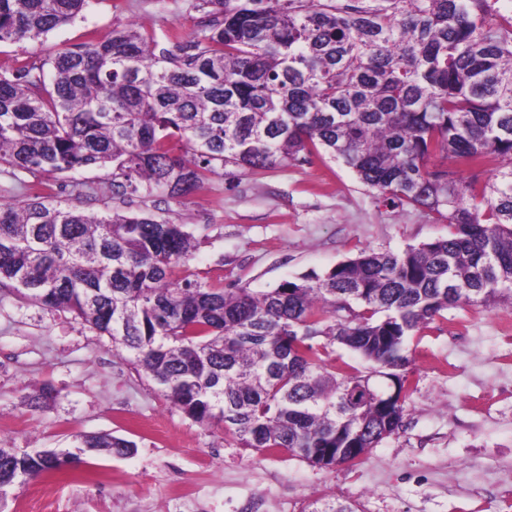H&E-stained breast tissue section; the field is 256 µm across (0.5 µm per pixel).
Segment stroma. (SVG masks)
Returning <instances> with one entry per match:
<instances>
[{
  "mask_svg": "<svg viewBox=\"0 0 512 512\" xmlns=\"http://www.w3.org/2000/svg\"><path fill=\"white\" fill-rule=\"evenodd\" d=\"M191 0H92L44 43L0 44V67L41 46L106 37L136 20L159 33L195 30ZM164 215L197 243L188 272L210 284L266 290L321 274L363 250L399 252L447 236L425 209L379 203L340 163L212 179ZM413 390L402 428L362 462L332 469L263 454L222 426L186 418L108 338L15 296L0 300V447L69 449L78 433L133 440L127 458L92 457L104 483L12 488L7 512H307L332 497L356 512H512V304L449 309L410 340ZM49 385L43 411L29 395Z\"/></svg>",
  "mask_w": 512,
  "mask_h": 512,
  "instance_id": "stroma-1",
  "label": "stroma"
}]
</instances>
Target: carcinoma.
Returning a JSON list of instances; mask_svg holds the SVG:
<instances>
[{
	"instance_id": "obj_1",
	"label": "carcinoma",
	"mask_w": 512,
	"mask_h": 512,
	"mask_svg": "<svg viewBox=\"0 0 512 512\" xmlns=\"http://www.w3.org/2000/svg\"><path fill=\"white\" fill-rule=\"evenodd\" d=\"M90 0H0V43H44ZM196 29L130 21L0 69V172L106 171L113 207L0 195V291L70 313L202 425L332 468L403 426L373 386L460 304L512 300V0H193ZM338 161L448 237L365 251L255 292L177 269L194 235L153 212L219 174ZM469 178L460 177V171ZM339 346L362 372L329 357ZM135 442L75 436L70 455ZM61 450L0 448V490L59 471ZM309 512H356L332 498Z\"/></svg>"
}]
</instances>
